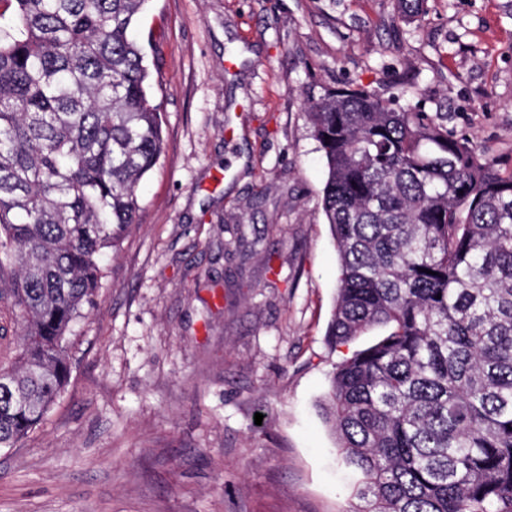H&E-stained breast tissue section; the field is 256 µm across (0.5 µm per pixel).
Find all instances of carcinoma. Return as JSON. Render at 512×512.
Returning <instances> with one entry per match:
<instances>
[{
  "mask_svg": "<svg viewBox=\"0 0 512 512\" xmlns=\"http://www.w3.org/2000/svg\"><path fill=\"white\" fill-rule=\"evenodd\" d=\"M0 448L63 394L69 334L137 223L163 118L150 0H0ZM426 0H396L407 19ZM338 253L325 420L351 512H512V171L366 87L306 108Z\"/></svg>",
  "mask_w": 512,
  "mask_h": 512,
  "instance_id": "obj_1",
  "label": "carcinoma"
}]
</instances>
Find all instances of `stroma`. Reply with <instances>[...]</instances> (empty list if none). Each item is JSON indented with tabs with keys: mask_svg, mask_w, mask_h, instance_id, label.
Returning <instances> with one entry per match:
<instances>
[{
	"mask_svg": "<svg viewBox=\"0 0 512 512\" xmlns=\"http://www.w3.org/2000/svg\"><path fill=\"white\" fill-rule=\"evenodd\" d=\"M138 37L163 152L71 335L68 385L0 448V512H350L322 418L338 259L305 111L328 90L512 165V0H150ZM262 423H255V413Z\"/></svg>",
	"mask_w": 512,
	"mask_h": 512,
	"instance_id": "35a3bbf8",
	"label": "stroma"
}]
</instances>
